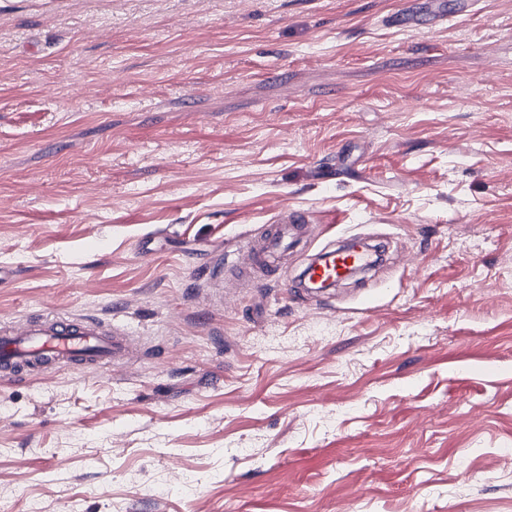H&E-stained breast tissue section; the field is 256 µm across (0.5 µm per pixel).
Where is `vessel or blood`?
<instances>
[{
	"label": "vessel or blood",
	"instance_id": "obj_1",
	"mask_svg": "<svg viewBox=\"0 0 512 512\" xmlns=\"http://www.w3.org/2000/svg\"><path fill=\"white\" fill-rule=\"evenodd\" d=\"M442 18L441 12H426L419 0H407L395 22L400 28H419L436 24ZM308 221L307 212H290L287 225L271 226L262 238L246 243L244 251L247 257L264 253L267 271L278 270L288 249L290 228ZM363 260V255L352 250L332 251L325 261L307 266L305 272L308 280L331 282ZM129 348L125 333L93 318H38L22 326L0 328V374L13 376L49 361L77 369L117 362L127 355Z\"/></svg>",
	"mask_w": 512,
	"mask_h": 512
}]
</instances>
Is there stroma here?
Here are the masks:
<instances>
[{
  "mask_svg": "<svg viewBox=\"0 0 512 512\" xmlns=\"http://www.w3.org/2000/svg\"><path fill=\"white\" fill-rule=\"evenodd\" d=\"M402 2L0 0V325L136 338L0 378V512H512V0ZM421 5L422 2H418V0L407 1L406 6L394 19L396 26L399 28H419L434 25L445 17L440 11L428 13ZM289 228L283 225H272L268 232L258 240H251L241 249L251 260L258 252L265 253L266 273L278 270L282 254L288 249V233L301 224L309 223V215L304 211H293L288 214ZM328 258L315 265L311 263L306 267L307 280L316 282H331L342 277L353 266L366 260L365 256L352 250L339 251L333 250L325 253Z\"/></svg>",
  "mask_w": 512,
  "mask_h": 512,
  "instance_id": "stroma-1",
  "label": "stroma"
}]
</instances>
